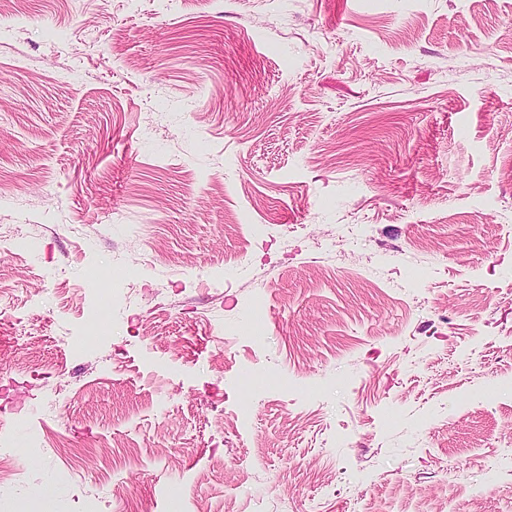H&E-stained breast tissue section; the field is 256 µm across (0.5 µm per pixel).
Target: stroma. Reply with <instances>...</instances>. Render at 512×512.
I'll return each instance as SVG.
<instances>
[{
    "label": "stroma",
    "instance_id": "stroma-1",
    "mask_svg": "<svg viewBox=\"0 0 512 512\" xmlns=\"http://www.w3.org/2000/svg\"><path fill=\"white\" fill-rule=\"evenodd\" d=\"M0 224V512H512V0H0Z\"/></svg>",
    "mask_w": 512,
    "mask_h": 512
}]
</instances>
